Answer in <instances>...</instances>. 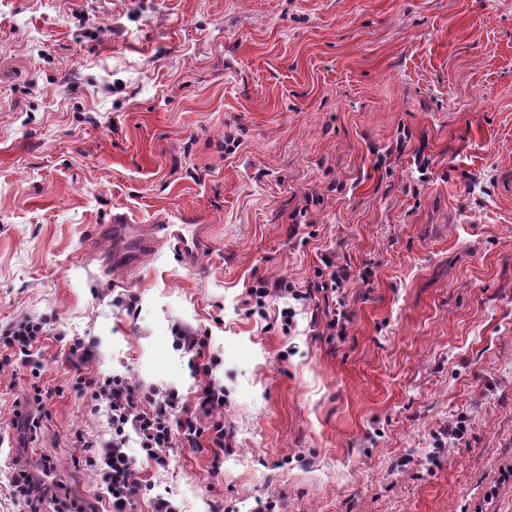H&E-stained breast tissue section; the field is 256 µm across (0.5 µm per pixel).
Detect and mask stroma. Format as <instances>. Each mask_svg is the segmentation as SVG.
Here are the masks:
<instances>
[{"label": "stroma", "instance_id": "35a3bbf8", "mask_svg": "<svg viewBox=\"0 0 512 512\" xmlns=\"http://www.w3.org/2000/svg\"><path fill=\"white\" fill-rule=\"evenodd\" d=\"M511 176L512 0H0V324L51 321L40 378L0 369V512L19 471L46 512H101L72 435L109 415L75 379L194 401L178 325L221 360L231 449L174 440L130 512H512ZM118 213L206 243L129 254ZM325 256L352 271L344 335L319 294L255 307ZM249 296L254 300L255 306L258 309H263L268 301L273 297H283L285 295L291 296L294 300L300 301L310 296V292H303L297 288H292L288 283L277 281L269 284L265 281H258L254 286L248 289Z\"/></svg>", "mask_w": 512, "mask_h": 512}]
</instances>
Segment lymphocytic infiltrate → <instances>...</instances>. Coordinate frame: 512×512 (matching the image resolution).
<instances>
[{"instance_id":"obj_1","label":"lymphocytic infiltrate","mask_w":512,"mask_h":512,"mask_svg":"<svg viewBox=\"0 0 512 512\" xmlns=\"http://www.w3.org/2000/svg\"><path fill=\"white\" fill-rule=\"evenodd\" d=\"M48 325L47 319L24 316L1 326L0 361L6 363L17 357L29 360L33 344L46 333ZM174 337L178 347L197 357L196 370L206 378L193 404H181L178 391H162L118 374L77 379L79 389L90 392L93 400L105 401L110 413V439L84 437L80 443L87 463L98 472L111 512H126L130 501L143 492L144 486L137 478L138 458L158 468L167 466L162 450L173 437H180L192 448L200 447L205 440L218 449L224 446V421L219 416L224 408V385L215 376L221 361L204 356L207 339L196 331L178 326ZM132 431L138 435L140 453L136 456L128 450V434Z\"/></svg>"}]
</instances>
